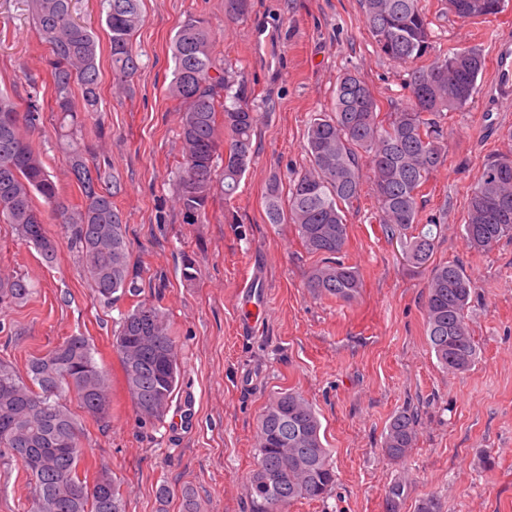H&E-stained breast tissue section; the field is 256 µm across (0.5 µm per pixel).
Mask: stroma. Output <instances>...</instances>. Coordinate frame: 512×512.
<instances>
[{"instance_id":"obj_1","label":"stroma","mask_w":512,"mask_h":512,"mask_svg":"<svg viewBox=\"0 0 512 512\" xmlns=\"http://www.w3.org/2000/svg\"><path fill=\"white\" fill-rule=\"evenodd\" d=\"M434 47L443 53L480 48L493 59L512 38V0L489 19H461L446 0H422ZM135 47L141 67L129 88L112 80L100 0H77L76 15L99 44L100 107L83 116V133L109 161L124 191L131 267L141 300L166 312L181 369L164 421L142 420L112 347L115 324L133 301L111 306L90 287L64 232L57 260L0 223V276L25 275L24 302L0 307V361L25 371L28 361L71 335L86 336L110 374L107 423L85 420L81 470L107 468L121 485L125 512H251L248 476L257 462V424L269 399L291 388L313 404L336 469L323 500H301L288 512H386L390 484L405 480L400 512H416L434 495L442 512H512V239L470 250L461 234L467 197L483 166L512 149V110L489 112L491 73L483 71L471 104L447 114L446 161L419 199V221H436L435 262L463 265L475 283L468 309L479 357L466 372L441 369L426 336L428 273L413 268L399 241L378 223L371 188L347 213L343 260L363 288L349 303L313 296L304 286L316 262L292 225L269 223L271 177L289 179L308 163L303 145L313 113L330 111L336 79L358 73L383 105L408 103V67L381 56L365 26L360 0H251L244 18L224 15V0H144ZM191 16L208 20L213 58L244 88L257 113L253 157L231 201L217 200L199 224L183 223L172 189L180 154L178 107L167 94L171 40ZM0 90L17 100L48 97L43 59L26 0H0ZM32 141L70 203L81 200L52 117ZM195 253L199 275L181 278L182 252ZM266 283L268 312L242 331L239 291ZM416 412L417 441L402 460L384 452L398 413ZM176 494L157 499L159 485ZM31 494L20 465H0V512H27Z\"/></svg>"}]
</instances>
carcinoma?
Listing matches in <instances>:
<instances>
[{
	"instance_id": "cac0c4a2",
	"label": "carcinoma",
	"mask_w": 512,
	"mask_h": 512,
	"mask_svg": "<svg viewBox=\"0 0 512 512\" xmlns=\"http://www.w3.org/2000/svg\"><path fill=\"white\" fill-rule=\"evenodd\" d=\"M105 16L113 82L128 85L140 68L134 39L142 21V0H100ZM497 0H448V11L463 18H488L502 9ZM35 28L49 50L50 109L64 130L69 174L82 202L63 197L30 133L42 123L43 105H23L0 92V223L10 224L43 262L57 260L59 241L48 235L44 211L62 225L95 293L111 302L138 296L130 266L126 221L118 204L120 180L96 162L84 144L73 108L79 89L84 111L94 114L100 100L98 44L92 29L73 15L74 0H30ZM367 29L378 51L398 64L423 58L411 72V105L382 110L367 83L355 72L336 82L333 108L316 112L307 129L308 167L288 185L274 177L266 185L264 206L271 224H290L307 253L320 257L310 268L306 288L315 296L350 302L362 288L357 270L339 260L348 240L346 211L362 193L360 170L367 165L378 202L379 223L387 237L409 235L407 262L429 271L425 303L426 336L438 363L452 372L468 371L478 349L467 322L475 288L463 265L434 263L433 228L419 224L418 199L431 175L445 161L439 118L471 103L486 63L477 48L429 58L432 32L421 0H361ZM250 0H224V14L239 19ZM174 69L168 94L181 108L180 143L174 194L183 222L196 224L215 199L221 181L231 199L252 159L257 116L244 92L232 91L224 69L214 64L207 22L190 16L171 42ZM464 237L475 250H488L512 236V152L488 161L467 198ZM198 275L194 255L182 253L181 277ZM32 294L22 275L0 277V304L25 301ZM112 347L118 354L127 390L140 415L161 421L167 415L179 375L170 320L156 305L139 302L120 315ZM75 394L83 412L97 422L108 419L111 390L88 339L68 336L46 354L32 357L26 376L0 362V458L25 448L20 460L33 489L31 512H124L120 485L106 469L81 476V423L66 403ZM417 417L407 411L391 420L385 452L404 458L417 438ZM106 490L81 498L77 486ZM336 482L315 409L288 389L268 401L258 423V461L250 474L256 512H286L299 500H323ZM406 483L386 491L387 512H400Z\"/></svg>"
}]
</instances>
